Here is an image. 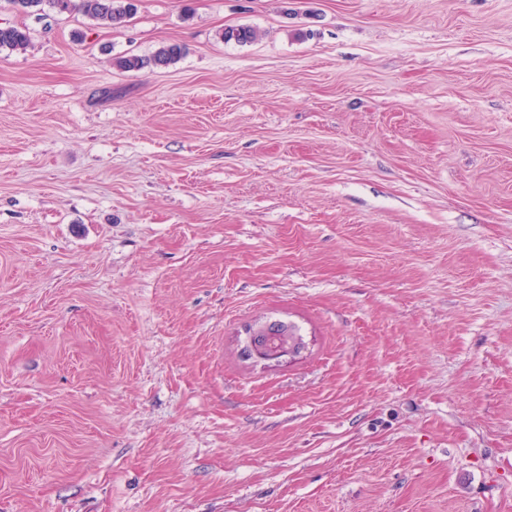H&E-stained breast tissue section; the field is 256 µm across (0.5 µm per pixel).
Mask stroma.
I'll list each match as a JSON object with an SVG mask.
<instances>
[{"mask_svg": "<svg viewBox=\"0 0 512 512\" xmlns=\"http://www.w3.org/2000/svg\"><path fill=\"white\" fill-rule=\"evenodd\" d=\"M10 25L0 512H512V0ZM30 42V33L26 27H0V48L12 51L26 50ZM184 49L181 45L172 43L160 47L152 56L141 57L136 55L121 56L115 59L114 64L126 71H138L146 67L156 69L166 68L182 56ZM275 335V336H273ZM276 338L278 347L270 349L269 340ZM303 347L299 336H288V326L279 322L261 323L249 331L245 342V357L256 361L278 362L298 353Z\"/></svg>", "mask_w": 512, "mask_h": 512, "instance_id": "stroma-1", "label": "stroma"}]
</instances>
